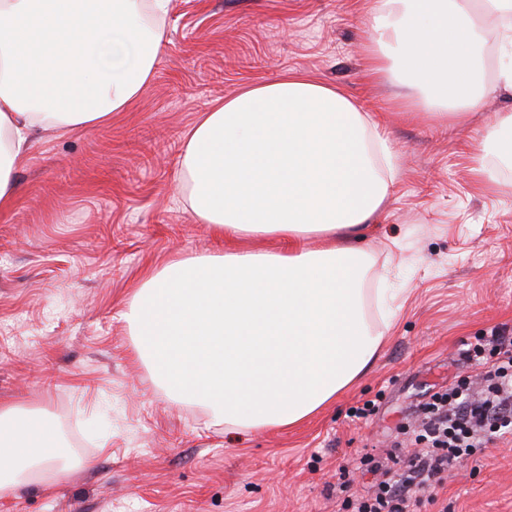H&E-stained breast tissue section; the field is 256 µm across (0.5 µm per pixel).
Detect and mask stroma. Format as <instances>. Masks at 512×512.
I'll return each mask as SVG.
<instances>
[{
  "mask_svg": "<svg viewBox=\"0 0 512 512\" xmlns=\"http://www.w3.org/2000/svg\"><path fill=\"white\" fill-rule=\"evenodd\" d=\"M371 0H170L154 74L109 122L48 129L15 165L0 213V405L51 420L63 453L93 458L0 512H343L367 495L425 391L464 372L476 337L512 336V165L470 147L496 91L466 121L423 112L417 92L368 72ZM302 71L377 119L396 155L383 210L356 247L372 260L368 321L385 334L368 372L297 426L243 429L172 400L121 319L144 276L220 254L180 176L184 135L216 101ZM371 402L364 419L352 408ZM417 512H512V442L482 449Z\"/></svg>",
  "mask_w": 512,
  "mask_h": 512,
  "instance_id": "stroma-1",
  "label": "stroma"
}]
</instances>
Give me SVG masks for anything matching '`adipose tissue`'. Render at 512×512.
Segmentation results:
<instances>
[{
	"instance_id": "adipose-tissue-1",
	"label": "adipose tissue",
	"mask_w": 512,
	"mask_h": 512,
	"mask_svg": "<svg viewBox=\"0 0 512 512\" xmlns=\"http://www.w3.org/2000/svg\"><path fill=\"white\" fill-rule=\"evenodd\" d=\"M126 0H0V210L10 173L39 129L103 123L154 73L156 40ZM369 71L401 70L444 120L479 109L476 15L512 55V0H372ZM512 162V111L497 113L472 150ZM393 151L343 91L294 71L248 86L189 129L181 175L193 217L227 241L270 235L284 251L236 249L168 263L149 275L123 318L135 349L173 396L246 428L297 425L365 372L382 342L364 311L367 254L352 240L382 207ZM310 236L334 243L319 250ZM52 424L0 406V498L91 459L57 451Z\"/></svg>"
}]
</instances>
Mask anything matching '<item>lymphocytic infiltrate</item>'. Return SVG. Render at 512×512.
Instances as JSON below:
<instances>
[{"label": "lymphocytic infiltrate", "instance_id": "obj_1", "mask_svg": "<svg viewBox=\"0 0 512 512\" xmlns=\"http://www.w3.org/2000/svg\"><path fill=\"white\" fill-rule=\"evenodd\" d=\"M462 356L481 366L480 391L463 377L420 404L410 433L413 452L396 450L371 459L370 472L384 478L372 494L348 501V512H410L419 493L432 492L444 473L512 434V338L471 345Z\"/></svg>", "mask_w": 512, "mask_h": 512}]
</instances>
